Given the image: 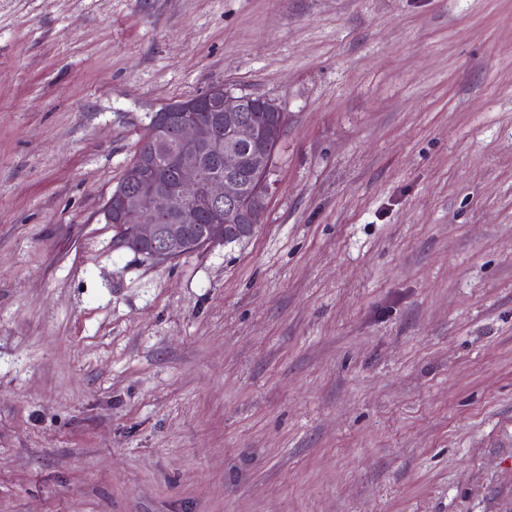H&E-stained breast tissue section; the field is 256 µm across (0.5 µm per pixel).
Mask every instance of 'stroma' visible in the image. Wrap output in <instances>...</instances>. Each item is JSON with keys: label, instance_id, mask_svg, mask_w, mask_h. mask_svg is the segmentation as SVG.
Here are the masks:
<instances>
[{"label": "stroma", "instance_id": "35a3bbf8", "mask_svg": "<svg viewBox=\"0 0 512 512\" xmlns=\"http://www.w3.org/2000/svg\"><path fill=\"white\" fill-rule=\"evenodd\" d=\"M214 84L253 235L116 247ZM0 512H512V0H0Z\"/></svg>", "mask_w": 512, "mask_h": 512}]
</instances>
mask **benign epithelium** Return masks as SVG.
<instances>
[{"instance_id": "1", "label": "benign epithelium", "mask_w": 512, "mask_h": 512, "mask_svg": "<svg viewBox=\"0 0 512 512\" xmlns=\"http://www.w3.org/2000/svg\"><path fill=\"white\" fill-rule=\"evenodd\" d=\"M253 100L250 107L247 98L216 84L154 113L149 133L168 149L178 171L176 188L169 186L163 165L139 155L105 209L118 233L130 229L142 254L153 259L177 255L202 218L208 220L207 246L253 234L270 190L267 166L285 125L275 101L260 96ZM202 105L212 112L204 123L189 116ZM251 110L272 112L274 119L259 122ZM205 156L224 161L223 170L202 177ZM246 164L261 176L251 193L238 177Z\"/></svg>"}]
</instances>
